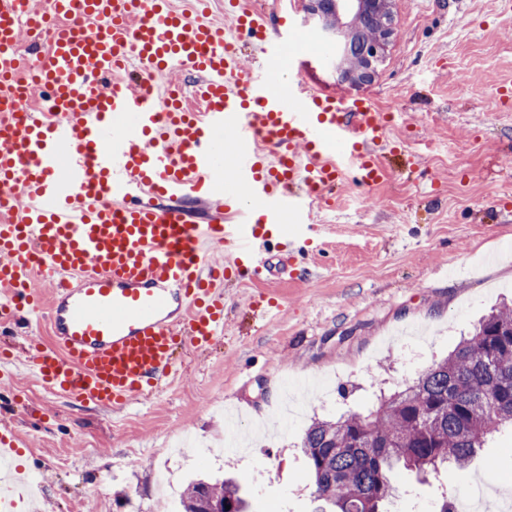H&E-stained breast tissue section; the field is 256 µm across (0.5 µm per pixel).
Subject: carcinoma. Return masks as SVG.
I'll return each instance as SVG.
<instances>
[{"mask_svg":"<svg viewBox=\"0 0 512 512\" xmlns=\"http://www.w3.org/2000/svg\"><path fill=\"white\" fill-rule=\"evenodd\" d=\"M378 28L358 18L350 45ZM512 426V308H494L448 357L366 412L314 420L301 441L317 499L338 512H384L397 468L420 474L466 467L499 428ZM224 498L232 512H249L241 487L228 478L193 481L180 512H199L203 495Z\"/></svg>","mask_w":512,"mask_h":512,"instance_id":"1","label":"carcinoma"}]
</instances>
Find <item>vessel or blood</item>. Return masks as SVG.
<instances>
[{"label": "vessel or blood", "instance_id": "vessel-or-blood-1", "mask_svg": "<svg viewBox=\"0 0 512 512\" xmlns=\"http://www.w3.org/2000/svg\"><path fill=\"white\" fill-rule=\"evenodd\" d=\"M224 11L231 25L171 0H50L20 17L0 0V321L46 324L27 362L68 399L120 408L159 389L178 346L222 335L226 271L259 278L284 213L300 227L293 247L336 180L384 178L372 101L300 82L276 93L296 31L284 16L269 30L247 0ZM23 43L48 110L17 119L5 104ZM182 70L201 76L199 109L171 81ZM227 130L240 206L214 181ZM232 210L244 223H225Z\"/></svg>", "mask_w": 512, "mask_h": 512}]
</instances>
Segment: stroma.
Listing matches in <instances>:
<instances>
[{
	"instance_id": "obj_1",
	"label": "stroma",
	"mask_w": 512,
	"mask_h": 512,
	"mask_svg": "<svg viewBox=\"0 0 512 512\" xmlns=\"http://www.w3.org/2000/svg\"><path fill=\"white\" fill-rule=\"evenodd\" d=\"M471 90L461 93L460 77ZM393 114L386 177L361 194L348 181L314 212L307 271L297 261L255 281L224 280V334L178 353L174 378L113 409L56 395L24 358L29 328L0 335L13 372L0 380V423L15 464L44 487L41 512H177L194 478L233 474L252 512H314L299 448L311 420L366 411L412 383L512 301V12L498 0H398L396 34L374 81L342 83L301 49L277 78ZM239 408L247 458L222 450L225 407ZM211 448L176 452L182 437ZM496 463L488 474L485 458ZM387 512H439L470 486H512V428L466 469L417 479L395 472Z\"/></svg>"
}]
</instances>
